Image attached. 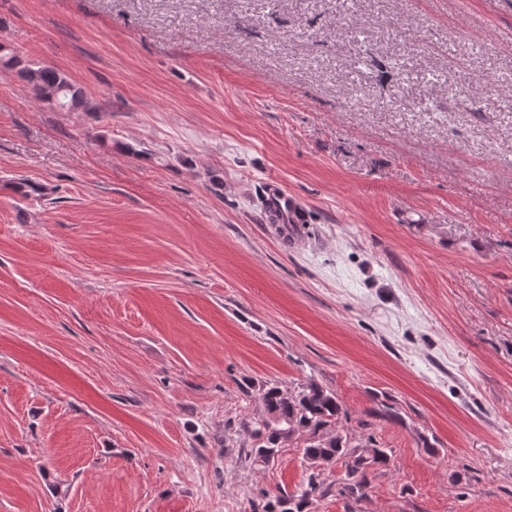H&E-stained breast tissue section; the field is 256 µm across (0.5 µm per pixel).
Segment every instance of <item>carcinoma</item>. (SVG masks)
Here are the masks:
<instances>
[{
	"instance_id": "cac0c4a2",
	"label": "carcinoma",
	"mask_w": 512,
	"mask_h": 512,
	"mask_svg": "<svg viewBox=\"0 0 512 512\" xmlns=\"http://www.w3.org/2000/svg\"><path fill=\"white\" fill-rule=\"evenodd\" d=\"M0 64L20 68L41 101L67 112H88L92 108L85 92L55 69L26 64L11 51L0 53ZM259 392L264 413L243 424L252 439V464L269 465L276 461L280 448L300 441L310 473L300 492L268 496L266 501L253 506V512H308L312 500L333 491L355 503L363 500L370 484L369 475L387 467L391 458V450L381 446L371 432L372 418L401 423L400 412L377 401L365 412V418L357 421L360 431L354 433L344 426L349 414L336 392L312 380L293 392L266 382ZM332 462L344 467V477L336 481L334 489L319 481L320 472Z\"/></svg>"
}]
</instances>
